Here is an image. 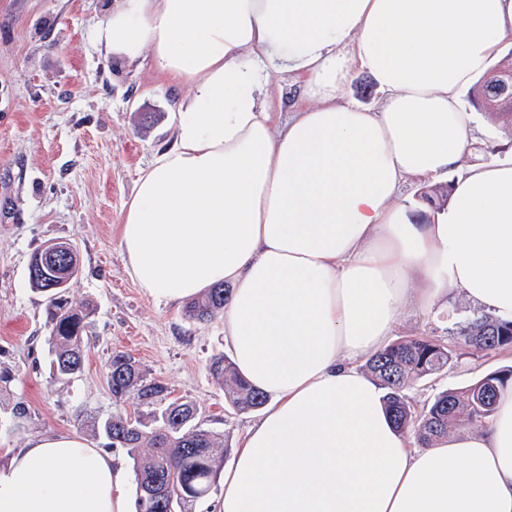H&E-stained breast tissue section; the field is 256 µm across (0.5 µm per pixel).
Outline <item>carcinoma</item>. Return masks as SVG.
<instances>
[{
    "label": "carcinoma",
    "mask_w": 512,
    "mask_h": 512,
    "mask_svg": "<svg viewBox=\"0 0 512 512\" xmlns=\"http://www.w3.org/2000/svg\"><path fill=\"white\" fill-rule=\"evenodd\" d=\"M505 82L512 88V60L495 71L492 78L482 77L472 88L482 109L495 116L512 117V97L505 99L493 92V83ZM49 277L31 280L32 289L48 296V345L50 369L57 379H71L84 368L87 347V309L74 304L66 293L78 272L71 273L66 285L50 288L57 270L48 269ZM231 290L219 284L200 299L185 307L184 315L205 322L224 311ZM512 321L483 316L456 329L455 344L477 353L491 349V341ZM456 350L430 336L408 337L386 346L368 359L366 369L385 390V400L394 424L400 430L413 428L422 445L448 436V431L462 425H482L493 415L500 392L512 384V368L491 372L494 387L490 408L481 410L475 403L476 385L448 388L438 392L420 413L412 411L407 391L419 380L438 376L448 370ZM209 370L224 385V399L237 414L262 408L267 397L243 379L233 362L224 354L213 357ZM109 385L117 401L129 400L136 406L137 417L113 413L94 425L93 433L109 440L114 448H123L133 461L135 473V512H194L196 502L207 497L216 480L218 468L229 448L216 432L196 422L198 407L189 400H169V387L149 378L127 353L115 352L109 361ZM148 449L142 453V449Z\"/></svg>",
    "instance_id": "obj_1"
}]
</instances>
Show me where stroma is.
<instances>
[{"instance_id":"obj_1","label":"stroma","mask_w":512,"mask_h":512,"mask_svg":"<svg viewBox=\"0 0 512 512\" xmlns=\"http://www.w3.org/2000/svg\"><path fill=\"white\" fill-rule=\"evenodd\" d=\"M116 0H0V456L36 433L76 431L107 447L90 422L129 402L112 397L108 363L129 353L172 398L199 408L203 427L238 446L259 414H237L209 361L228 353L224 317L188 320L184 303H160L130 277L117 243L118 226L139 172L172 142L170 115L186 88L163 87L149 63L103 56L91 31ZM478 155L512 159V120L473 109ZM74 245L79 276L70 300L91 309L90 349L81 375L52 379L46 325L48 298L28 281L32 255L50 242ZM481 311L461 296L447 311L405 310L391 339L435 336L449 342L458 324ZM512 366V348L488 355L459 350L447 373L416 383L414 408L446 388H463ZM25 405L23 427L15 405ZM108 448V447H107Z\"/></svg>"}]
</instances>
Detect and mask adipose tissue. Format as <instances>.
<instances>
[{
    "label": "adipose tissue",
    "mask_w": 512,
    "mask_h": 512,
    "mask_svg": "<svg viewBox=\"0 0 512 512\" xmlns=\"http://www.w3.org/2000/svg\"><path fill=\"white\" fill-rule=\"evenodd\" d=\"M93 37L189 90L118 244L157 301L233 289L224 340L270 402L219 512H512V385L483 430L414 448L356 366L452 291L512 320V160L473 159L459 105L512 0H117ZM354 63L377 111L344 97ZM288 74L305 102L278 127ZM452 171V205L414 223L402 184ZM126 483L77 432L36 434L0 464V512H129Z\"/></svg>",
    "instance_id": "1"
}]
</instances>
